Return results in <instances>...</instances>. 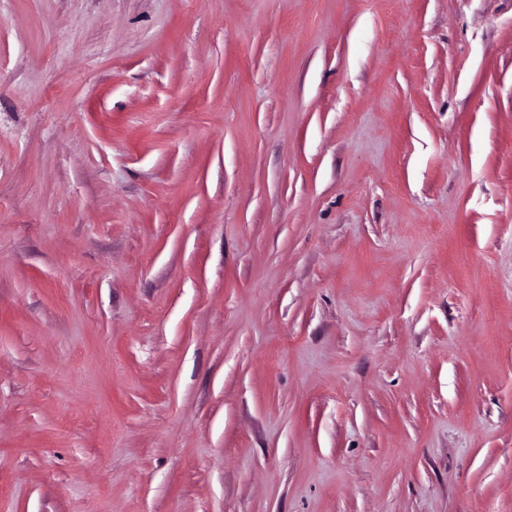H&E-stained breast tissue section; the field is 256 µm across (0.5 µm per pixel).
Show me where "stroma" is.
I'll return each instance as SVG.
<instances>
[{"label":"stroma","mask_w":512,"mask_h":512,"mask_svg":"<svg viewBox=\"0 0 512 512\" xmlns=\"http://www.w3.org/2000/svg\"><path fill=\"white\" fill-rule=\"evenodd\" d=\"M0 512H512V0H0Z\"/></svg>","instance_id":"35a3bbf8"}]
</instances>
